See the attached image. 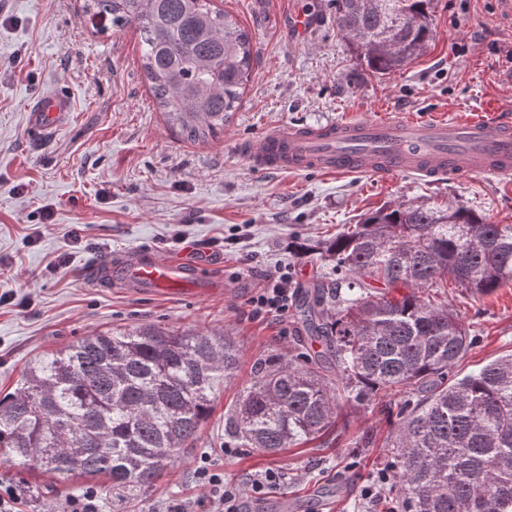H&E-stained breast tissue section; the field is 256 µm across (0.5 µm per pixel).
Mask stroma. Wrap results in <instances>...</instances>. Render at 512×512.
Instances as JSON below:
<instances>
[{
    "label": "stroma",
    "mask_w": 512,
    "mask_h": 512,
    "mask_svg": "<svg viewBox=\"0 0 512 512\" xmlns=\"http://www.w3.org/2000/svg\"><path fill=\"white\" fill-rule=\"evenodd\" d=\"M253 39L255 60L242 106L216 139L183 141L167 124L140 65L134 29L99 31L84 0H0V393L19 387L30 361L95 333L151 326L224 335L238 366L220 386L196 441L145 492L113 493L95 479L100 512H165L186 501L210 512L195 470L202 454L228 483L248 487L273 469L280 484L250 512H363L361 489L384 453L390 425L378 411L342 404L337 444L312 442L278 453L239 448L223 454L224 420L254 380L258 360L301 351L307 333L296 309L285 319L252 316L249 299L283 267L294 292L320 279L319 256L298 258L288 242L316 243L391 203H460L488 222L512 224V181L485 176L428 183L409 175L279 172L252 167L240 153L266 128L375 118L394 109L449 118L475 115L493 100L512 109V8L503 0H435V37L406 68L380 77L351 54L336 27L333 0H213ZM317 14L296 37L291 13ZM47 93L68 97L67 118L47 136L27 127V112ZM51 223L40 221L43 208ZM81 229L80 247L68 233ZM219 267L223 292L144 297L93 284L111 255L147 248L167 257L186 248ZM67 262L46 270L58 256ZM475 344L459 362L467 373L512 353V282L478 297L448 286ZM373 445L360 447L363 435ZM19 494V512H59L64 493L89 483L16 465L0 454V485Z\"/></svg>",
    "instance_id": "obj_1"
}]
</instances>
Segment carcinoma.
<instances>
[{
    "label": "carcinoma",
    "instance_id": "carcinoma-1",
    "mask_svg": "<svg viewBox=\"0 0 512 512\" xmlns=\"http://www.w3.org/2000/svg\"><path fill=\"white\" fill-rule=\"evenodd\" d=\"M336 26L375 73L397 71L433 39L434 0H335ZM101 30L134 28L167 123L190 142L224 130L242 106L249 32L212 0H90ZM336 279L299 304L320 346L258 362L224 425L227 444L275 453L324 436L339 395L396 417L384 471L400 512H512V353L453 373L473 338L430 293L468 295L512 281V224L459 203L394 204L322 243ZM239 362L222 336L146 327L83 336L34 359L0 397V451L19 464L117 491L151 488L197 439L213 395ZM336 370V383L320 373ZM405 395L393 410L387 395Z\"/></svg>",
    "mask_w": 512,
    "mask_h": 512
}]
</instances>
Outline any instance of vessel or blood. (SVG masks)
<instances>
[{
  "label": "vessel or blood",
  "instance_id": "1",
  "mask_svg": "<svg viewBox=\"0 0 512 512\" xmlns=\"http://www.w3.org/2000/svg\"><path fill=\"white\" fill-rule=\"evenodd\" d=\"M70 108L61 95L43 97L29 113L30 129L49 134ZM252 166L267 170L360 172L388 177L467 179L484 174L512 177V117L464 119L417 115L345 119L322 127H275L245 149ZM205 261L163 257L139 249L105 261L96 277L131 293L183 294L185 288H218L219 276L205 274Z\"/></svg>",
  "mask_w": 512,
  "mask_h": 512
}]
</instances>
